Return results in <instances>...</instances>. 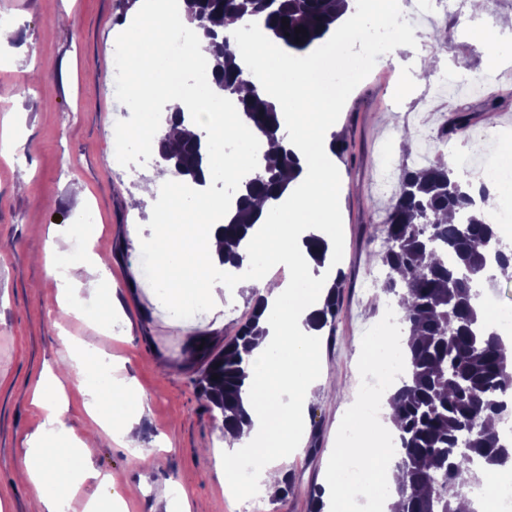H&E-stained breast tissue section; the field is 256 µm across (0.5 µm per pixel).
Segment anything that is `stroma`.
Instances as JSON below:
<instances>
[{"label":"stroma","mask_w":512,"mask_h":512,"mask_svg":"<svg viewBox=\"0 0 512 512\" xmlns=\"http://www.w3.org/2000/svg\"><path fill=\"white\" fill-rule=\"evenodd\" d=\"M358 29L377 38L378 56H391L394 70L370 61L356 45L324 43L328 81L343 102L333 116L350 145L337 157L341 206L336 222L346 277L333 335L319 347L320 384L311 393L300 445L282 463L291 489L265 499V512H311L312 492L329 485L339 430L364 379V348L382 333L381 311L364 281L374 255L384 249L382 223L391 197L375 177V160L392 142L397 160L408 161L422 136L438 138L449 117L472 118L471 131L495 123L507 129L512 114V83L495 81L472 90L435 81L414 84L410 75L437 53L435 31H443L453 64L444 68L460 80L512 56V35L481 43L489 20L512 14V0H498L485 16L461 24L433 16L425 32L391 49L379 35L371 5L352 0ZM137 9L119 0H0V20L10 22L18 39L0 48V139L11 155L0 158V502L5 512H31V490L16 479L28 440L42 430L31 404L39 374L63 363L61 335L80 338L112 361V377L134 382L145 396L133 423L150 453L134 457L119 440L91 450L96 466L118 476V491L129 512H177L188 501L191 512H249V493L229 494L215 466L216 454L232 452L222 417L210 411L194 384L192 338L209 333L216 344L234 336L251 310L250 291L196 300L192 317L172 315L180 301L161 290L156 254L143 241L155 231L156 201L132 211L128 200L155 175L157 164L141 143L118 144L115 133L133 115L129 86L112 83L116 44L131 30ZM44 78L34 83L30 70ZM360 111H353V103ZM95 222L89 239L95 253L109 256L114 315L102 329L69 314L59 300L57 280L45 264L50 246L70 251L79 231L50 239L51 225H68L83 211ZM169 499H161V489Z\"/></svg>","instance_id":"1"}]
</instances>
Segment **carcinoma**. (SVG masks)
Here are the masks:
<instances>
[{
    "label": "carcinoma",
    "mask_w": 512,
    "mask_h": 512,
    "mask_svg": "<svg viewBox=\"0 0 512 512\" xmlns=\"http://www.w3.org/2000/svg\"><path fill=\"white\" fill-rule=\"evenodd\" d=\"M188 17L198 22L202 49L214 62L218 85L232 93L248 84L236 63L242 48L226 31L237 21H257L261 35L295 52L321 41L343 16L348 0H183ZM303 32L297 34L295 29ZM250 85V84H248ZM245 125L272 141L281 128L277 105L263 89L250 85V96L238 102ZM192 116L181 111L167 121L158 138L159 163L190 184H202L203 132L186 128ZM469 120L452 117L440 140L467 136ZM300 170L290 149L264 163L238 182L237 215L224 224V259L242 268L248 252L251 200L281 201ZM476 199L470 185L458 181L448 162L438 158L427 166L401 167L399 190L384 220L386 249L379 254L388 269L384 291L400 298L410 337L403 347L408 378L390 396L399 436L396 494L392 512H456L454 500L466 497L482 479L512 466V447L488 427L496 417L512 414L505 400L512 391L506 344L478 315L484 272L494 263L500 278L512 283V253H500L494 225L474 215ZM316 266H324L323 239L307 238ZM343 285L337 274L321 311V326H333ZM265 299L253 294L250 316L236 336L217 350L197 340L194 353L202 364L197 380L200 396L224 421V435L235 439L250 423L243 395L249 380V357L255 340L267 334L261 324ZM218 379H213V376Z\"/></svg>",
    "instance_id": "cac0c4a2"
}]
</instances>
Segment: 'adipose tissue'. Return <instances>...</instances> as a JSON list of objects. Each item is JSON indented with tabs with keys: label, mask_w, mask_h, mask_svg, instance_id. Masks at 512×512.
<instances>
[{
	"label": "adipose tissue",
	"mask_w": 512,
	"mask_h": 512,
	"mask_svg": "<svg viewBox=\"0 0 512 512\" xmlns=\"http://www.w3.org/2000/svg\"><path fill=\"white\" fill-rule=\"evenodd\" d=\"M142 11L144 21L123 38L119 51L132 83H139L142 76L148 75L168 85L169 91L162 102L152 92H134L133 107L142 120L120 128L119 133L123 141L144 140L152 144L156 141L154 131L159 127V107L186 111L191 105L190 95L176 84L177 70L159 69L168 55L166 35L174 29L192 35L196 25L180 9L160 12L154 5L146 4ZM237 62L244 71L260 73L281 111L295 121L298 133L288 144L300 160L301 172L291 182L299 193L285 207L272 206L268 201L255 202V223L249 239L256 250L264 253L266 262L251 265L246 280L228 278L220 283L212 278L224 252L219 227L234 215L235 209L210 197L196 199L194 205L186 207L179 195L168 196L166 210L156 215L150 246L160 257L162 279L172 286L176 297L190 294L214 300L219 292L228 293L246 283L266 300L267 334L258 339L252 350L249 387L244 398L251 423L243 427L239 438L242 447L253 450L254 476L249 484L238 482L237 462L225 455L217 456L216 466L229 491L240 493L249 489L268 494L278 488L274 469L296 444L301 408L318 381L320 332L313 323L332 288L331 270L339 256L338 237L323 234L326 225L335 223L341 201L332 140L327 133L336 99L323 92L325 71L321 53L301 62L287 47L260 38L247 44ZM311 234L325 239L328 271L308 285L303 272L312 263L305 244ZM46 264L53 269L60 265L66 268L59 288L69 313L96 325L109 322L112 300L101 279L107 263L99 254L92 253L84 260L67 264L52 255L47 257ZM271 265L286 267L288 278L275 280L267 271ZM61 344L70 363L90 381L87 393L91 403L86 408L90 421L83 433H76L68 423L61 380L51 372L41 375L31 402L41 410L44 428L31 437L20 463V476L34 490L37 512H64L65 505L81 495L89 483L97 484L102 494L87 499L84 512H126L114 476L95 467L88 448L101 436L116 435L111 420L142 407L144 396L130 385L93 384L97 348L72 336L62 337ZM117 435L135 449L138 457L147 456V449L138 447L129 432ZM351 461L361 464L364 484L370 491L394 480V463L380 436L364 434L341 441L335 465L340 468Z\"/></svg>",
	"instance_id": "adipose-tissue-1"
}]
</instances>
